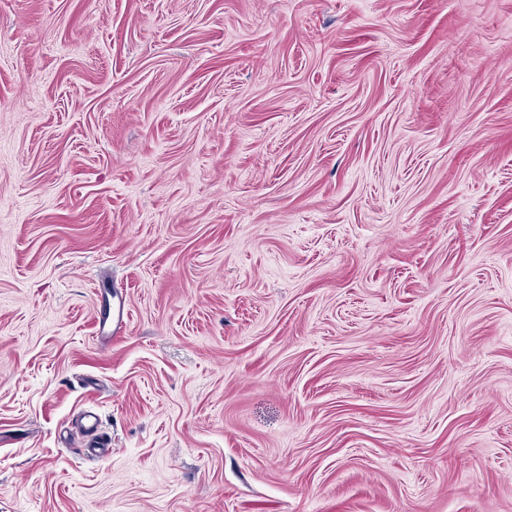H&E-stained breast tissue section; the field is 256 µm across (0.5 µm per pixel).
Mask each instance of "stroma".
Returning <instances> with one entry per match:
<instances>
[{
	"mask_svg": "<svg viewBox=\"0 0 512 512\" xmlns=\"http://www.w3.org/2000/svg\"><path fill=\"white\" fill-rule=\"evenodd\" d=\"M0 512H512V0H0ZM81 427L91 435L95 436V440L90 446L93 451L100 457L104 458L108 455V443L105 437L98 432L99 417L96 413L87 411L81 418Z\"/></svg>",
	"mask_w": 512,
	"mask_h": 512,
	"instance_id": "1",
	"label": "stroma"
}]
</instances>
